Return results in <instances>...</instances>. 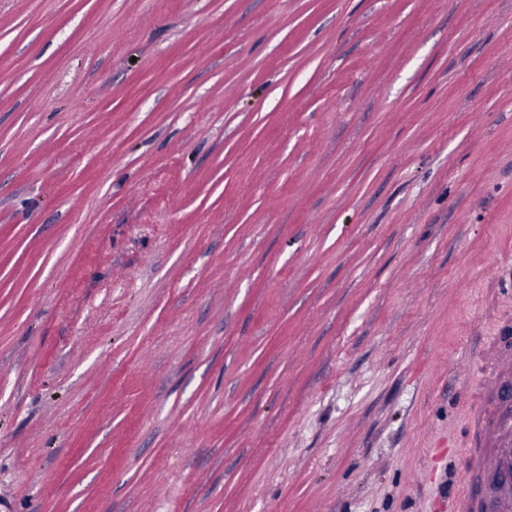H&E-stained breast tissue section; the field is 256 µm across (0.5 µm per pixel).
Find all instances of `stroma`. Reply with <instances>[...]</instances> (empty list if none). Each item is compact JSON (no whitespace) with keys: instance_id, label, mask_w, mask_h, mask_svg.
Here are the masks:
<instances>
[{"instance_id":"obj_1","label":"stroma","mask_w":512,"mask_h":512,"mask_svg":"<svg viewBox=\"0 0 512 512\" xmlns=\"http://www.w3.org/2000/svg\"><path fill=\"white\" fill-rule=\"evenodd\" d=\"M512 318V0H0V512H438Z\"/></svg>"}]
</instances>
